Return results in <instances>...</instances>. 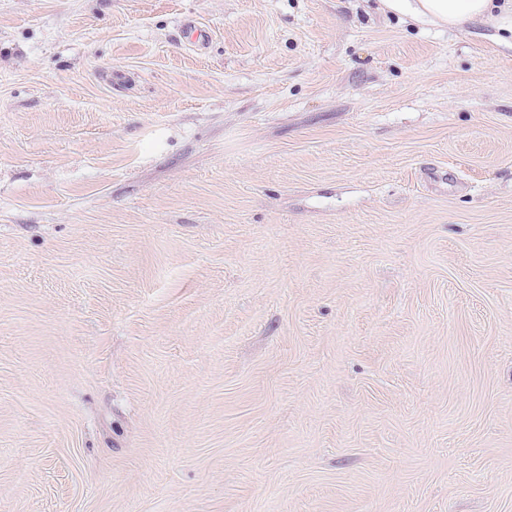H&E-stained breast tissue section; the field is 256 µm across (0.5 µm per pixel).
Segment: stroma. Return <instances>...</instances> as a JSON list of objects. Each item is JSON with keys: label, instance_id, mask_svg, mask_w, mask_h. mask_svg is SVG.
<instances>
[{"label": "stroma", "instance_id": "obj_1", "mask_svg": "<svg viewBox=\"0 0 512 512\" xmlns=\"http://www.w3.org/2000/svg\"><path fill=\"white\" fill-rule=\"evenodd\" d=\"M0 512H512V47L0 0Z\"/></svg>", "mask_w": 512, "mask_h": 512}]
</instances>
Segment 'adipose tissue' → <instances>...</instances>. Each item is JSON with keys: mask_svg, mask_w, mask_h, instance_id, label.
<instances>
[{"mask_svg": "<svg viewBox=\"0 0 512 512\" xmlns=\"http://www.w3.org/2000/svg\"><path fill=\"white\" fill-rule=\"evenodd\" d=\"M383 9L447 28L490 23L512 44V0H379Z\"/></svg>", "mask_w": 512, "mask_h": 512, "instance_id": "obj_1", "label": "adipose tissue"}]
</instances>
